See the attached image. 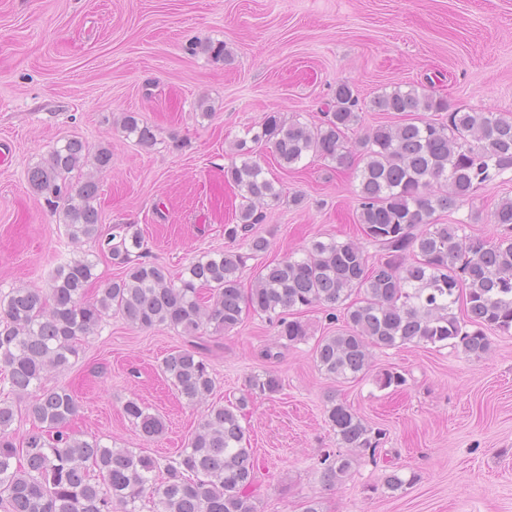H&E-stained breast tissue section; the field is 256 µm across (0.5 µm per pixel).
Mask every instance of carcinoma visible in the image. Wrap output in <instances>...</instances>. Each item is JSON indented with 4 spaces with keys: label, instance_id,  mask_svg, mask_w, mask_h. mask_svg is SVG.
<instances>
[{
    "label": "carcinoma",
    "instance_id": "carcinoma-1",
    "mask_svg": "<svg viewBox=\"0 0 512 512\" xmlns=\"http://www.w3.org/2000/svg\"><path fill=\"white\" fill-rule=\"evenodd\" d=\"M372 104L402 117L360 140L356 223L379 247L380 257L369 261L350 240L317 239L298 256L264 265L246 294L242 269L269 247L253 232L261 218L258 207L281 200V191L250 160L248 143L270 145L285 168L307 157L349 166L353 150L346 134L360 121L359 98L350 83L336 84L320 125L270 112L258 130L237 141L242 161L224 170V180L242 191L243 203L237 223L225 225L224 233L241 239L246 251L207 253L176 281L145 260V240L135 225L118 224L102 233L93 175L73 181L90 158L96 169L108 168L109 148L92 153L83 141L69 139L29 171L36 199L61 215L70 242H93L121 274L87 298L96 264L78 251L58 266L45 292L14 288L0 295V369L9 393L19 398L32 388L40 391L30 409L39 426L19 443L12 429L18 412L0 400V512H112L114 505L140 512L137 502L145 496L150 512H258L254 451L240 418L254 397L281 391L282 380L273 371L248 377L235 403L208 407L178 458L165 466L141 451L64 430L77 400L68 387L47 388L44 380L52 370L67 369L82 338L114 313L140 330L165 326L191 338L189 347L172 350L161 364L189 405L207 400L216 386L207 346L199 342L201 329L238 326L245 306L266 318L278 347L308 335L305 324L288 312L342 308L345 328L322 337L314 349L318 370L334 379L365 371L372 348L442 344L479 358L490 348L489 333L512 330V198L495 206L493 223L500 232L491 239L435 217L477 186L512 172V117L451 111L447 99L415 86L385 91ZM430 112H446L448 121L425 117ZM122 122L139 143L154 142L153 130L137 113H125ZM460 304L462 316L456 313ZM123 411L145 439L163 433L160 415L141 401L127 400ZM325 417L339 447L376 448L371 430L347 403L329 399ZM322 464L324 483L334 485L348 474L352 460L328 453Z\"/></svg>",
    "mask_w": 512,
    "mask_h": 512
}]
</instances>
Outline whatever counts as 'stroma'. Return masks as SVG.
Listing matches in <instances>:
<instances>
[{"instance_id":"1","label":"stroma","mask_w":512,"mask_h":512,"mask_svg":"<svg viewBox=\"0 0 512 512\" xmlns=\"http://www.w3.org/2000/svg\"><path fill=\"white\" fill-rule=\"evenodd\" d=\"M194 39L223 42L227 58L190 53ZM340 81L362 107L351 142L393 122L370 102L397 86L447 97L453 109L512 117V0H0V292L46 289L72 253L58 215L27 180L66 139L111 149V166L97 175L103 226L137 225L148 261L176 277L200 255L243 248L224 235L241 203L224 181L235 141L269 112L320 124ZM127 112L152 128V145L125 133ZM252 158L282 200L262 210L255 229L270 246L242 271V289L259 262L318 237L354 240L378 258L356 222V166L307 158L283 169L265 146ZM505 196L512 180H495L438 220L493 236L491 213ZM295 316L308 337L275 359L266 355L274 332L259 315L203 331L216 378L206 405L234 402L253 374L272 370L284 383L247 409L259 512H304L311 499L322 512H512V332L492 334L479 358L450 346L376 349L363 374L344 380L313 360L317 341L339 322L320 306ZM187 343L172 329L139 330L112 315L45 384L75 392L71 431L163 463L179 455L205 407L179 399L160 371L166 354ZM387 369L405 385L378 388ZM133 397L162 417L158 438L146 440L125 417ZM331 397L351 405L379 440L329 486L319 461L339 450L325 417ZM393 471L414 484L390 492L383 479Z\"/></svg>"}]
</instances>
